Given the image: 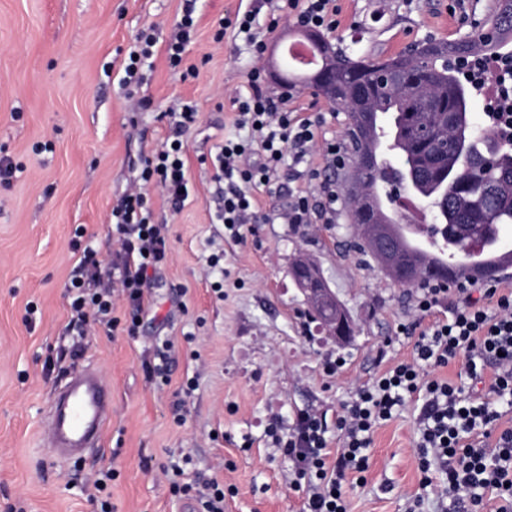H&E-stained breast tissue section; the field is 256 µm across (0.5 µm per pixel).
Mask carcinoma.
<instances>
[{"instance_id":"1","label":"carcinoma","mask_w":512,"mask_h":512,"mask_svg":"<svg viewBox=\"0 0 512 512\" xmlns=\"http://www.w3.org/2000/svg\"><path fill=\"white\" fill-rule=\"evenodd\" d=\"M485 28L492 35L481 30L448 43L426 41L387 58L351 56L324 38L312 46L318 65L336 67V95L363 104L359 132L347 133L354 158L370 160L375 170L411 177L414 194L434 204L435 224L426 230V242L453 257L464 250L468 233L492 245L496 238L485 228L512 224V151L500 147L498 133H478L471 126V80L458 76V64L464 59L496 57L512 62V52L502 51L512 42V0H497ZM385 69L409 75L417 81L416 88L377 84ZM447 93L454 100V120L442 112L421 111L419 98L436 102ZM421 122L436 127L438 136L453 146L427 178L419 175L421 151L413 137ZM349 178L360 184L358 195L345 192L350 209L360 204L361 197L383 190L376 177H365L359 170ZM403 221L377 208L373 223L356 225L354 243L376 259L373 245L379 241L380 230Z\"/></svg>"}]
</instances>
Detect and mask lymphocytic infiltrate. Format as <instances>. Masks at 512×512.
I'll return each instance as SVG.
<instances>
[{
  "instance_id": "lymphocytic-infiltrate-1",
  "label": "lymphocytic infiltrate",
  "mask_w": 512,
  "mask_h": 512,
  "mask_svg": "<svg viewBox=\"0 0 512 512\" xmlns=\"http://www.w3.org/2000/svg\"><path fill=\"white\" fill-rule=\"evenodd\" d=\"M196 0H184L176 32L165 51L169 65L182 79L199 76L196 65L186 63L185 52L196 31ZM258 9L225 16L214 34L243 39L252 54L249 90L232 100L235 109L233 133L217 144L211 162L215 178L223 182L219 192L216 223L238 232L245 224L257 223L261 212L259 195L270 192L284 158L305 163L316 153L315 122L300 109L290 107L292 92L271 93L267 88L262 59L267 39L282 20L301 27L335 32L336 0H286L283 13H269L259 20ZM157 40L152 32H141L120 67V80L129 100L128 120L136 122L150 109V98L137 89L143 70L154 55ZM475 95L487 103L486 127L512 129V68L498 60L481 61L472 83ZM170 134L161 147L140 160L138 181L112 209L117 249L111 270H101L92 251H85L80 265L86 278L73 279L67 287L70 309L79 324L89 322L110 334L138 335L150 301L145 290L150 271L168 257L167 227L155 223L152 191L164 193L175 207L190 195L183 157L182 137L198 121L188 104L169 112ZM321 199L292 196L283 217L290 224H309L336 211V189L322 184ZM448 318L434 322L421 333L412 360H401L360 387L351 405L337 422L343 433L341 448L327 446V423L317 413H301L288 436L276 437L294 463L292 484L304 493L302 512H349L347 488L364 482L369 468L371 436L391 420L411 398L422 405L417 417L420 441L418 471L421 487L440 483L437 494L441 512L467 508L484 512L494 502V512H512V427L497 429L500 405L512 406V289L460 283ZM465 356L473 390L435 377L434 371ZM493 367L491 396L477 386L484 367ZM174 497L194 502L196 512H224L223 485L171 482Z\"/></svg>"
}]
</instances>
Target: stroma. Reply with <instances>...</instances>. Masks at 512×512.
Returning a JSON list of instances; mask_svg holds the SVG:
<instances>
[{"instance_id":"35a3bbf8","label":"stroma","mask_w":512,"mask_h":512,"mask_svg":"<svg viewBox=\"0 0 512 512\" xmlns=\"http://www.w3.org/2000/svg\"><path fill=\"white\" fill-rule=\"evenodd\" d=\"M255 0H199L197 33L186 57L200 75L182 80L161 49L140 95L153 105L129 124L127 100L113 66L144 29L163 46L181 0H0V156L19 169L0 183V512H100L88 474L110 468L115 512H181L160 471L179 463L191 480L234 484L224 512H299L302 494L290 485L293 462L270 427L286 435L296 416L314 410L336 426L358 388L386 364L411 359L421 331L447 305L419 317L416 291L394 283L373 260L349 248L346 216L332 224H287L289 194H317L335 166L317 155L285 160L265 218L232 238L213 223L218 205L214 170L201 161L232 132V99L247 87L251 53L244 41L215 42L221 18ZM496 0H338L340 26L330 42L356 55L389 56L428 40L473 35ZM195 106L198 123L184 135L193 194L181 210L153 199L154 220L169 228L168 261L147 292L154 305L138 336H111L101 326L73 330L66 285L83 248L101 265L112 261V208L139 174V160L169 132L164 114ZM297 106L317 122L318 141L343 142L347 116L308 88ZM84 228L76 237V228ZM313 257L355 324L349 342L326 336L291 277L297 253ZM224 268L215 293L205 273L209 257ZM418 323L411 334L399 325ZM173 344L171 382L149 383L142 369L155 343ZM81 346L82 358L112 385V423L103 443L79 462L60 463L39 434L45 406L61 372L47 358ZM336 373H328L330 364ZM198 382L191 394L182 386ZM181 406L183 423L173 420ZM415 402L377 428L364 483L349 490L352 512H406L421 491Z\"/></svg>"}]
</instances>
